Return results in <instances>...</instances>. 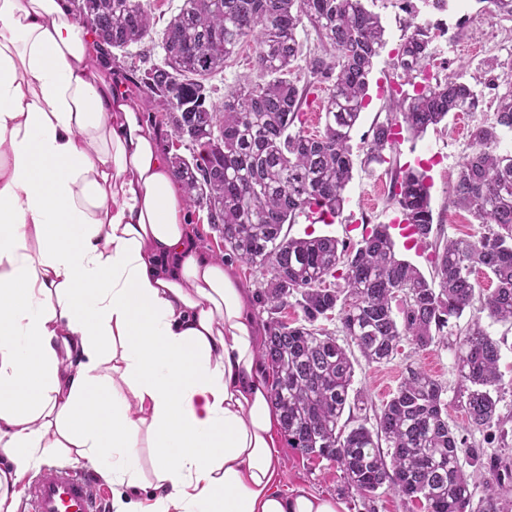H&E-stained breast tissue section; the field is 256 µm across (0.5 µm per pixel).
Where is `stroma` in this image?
Listing matches in <instances>:
<instances>
[{
    "label": "stroma",
    "instance_id": "obj_1",
    "mask_svg": "<svg viewBox=\"0 0 512 512\" xmlns=\"http://www.w3.org/2000/svg\"><path fill=\"white\" fill-rule=\"evenodd\" d=\"M403 0H365L366 7L379 15L385 28L386 44L370 77V102L362 111L351 133L355 166L346 187L348 202L335 223L315 225L300 221L293 225L291 236H303L315 230L319 235H332L344 240H359L360 225L388 224L397 217V209L389 201L390 176L386 166L371 164L361 167L366 145L372 136V126L384 116L390 89L410 91V84L402 83L392 61L402 42L409 16L402 8ZM481 0H448L445 11L438 13V22L446 28L445 36L432 45V76L462 72L464 79L481 76L486 62H493L495 75L512 76V19L491 18L483 15ZM253 43L244 41L223 72L215 75L210 85L211 97L223 99L238 80L252 71ZM496 108L492 98H485L476 112H452L437 128L419 137L401 132L393 154L398 166L426 171L432 187L431 208L435 225L448 238L476 237L484 233V226L454 202L451 183L469 152L471 132L484 118L492 116ZM485 328L499 341L501 359L499 370L505 382L499 394L497 413L503 428H472L459 402V377L454 344L434 343L426 351H416L409 342H402L398 354L389 362L367 363L361 355H354L355 389L363 390L369 411H380L397 390L408 365L422 367L438 379L444 388L443 398L448 404V424L465 441L460 451L461 463L471 477L473 504L481 506L486 494L485 472L482 463L498 460L501 468L512 472V325L485 321ZM279 454L283 461L281 488L290 491L306 488L314 495L339 500L345 512H425L423 506L398 493L381 489L367 499L360 498L345 488L343 474L329 461L301 455L288 443H281Z\"/></svg>",
    "mask_w": 512,
    "mask_h": 512
}]
</instances>
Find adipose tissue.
I'll return each instance as SVG.
<instances>
[{
  "label": "adipose tissue",
  "mask_w": 512,
  "mask_h": 512,
  "mask_svg": "<svg viewBox=\"0 0 512 512\" xmlns=\"http://www.w3.org/2000/svg\"><path fill=\"white\" fill-rule=\"evenodd\" d=\"M186 219L71 0H0V512L54 455L115 512H342L281 492L247 293Z\"/></svg>",
  "instance_id": "obj_1"
}]
</instances>
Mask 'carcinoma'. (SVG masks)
Instances as JSON below:
<instances>
[{
    "label": "carcinoma",
    "mask_w": 512,
    "mask_h": 512,
    "mask_svg": "<svg viewBox=\"0 0 512 512\" xmlns=\"http://www.w3.org/2000/svg\"><path fill=\"white\" fill-rule=\"evenodd\" d=\"M490 17L512 19V0H480ZM414 14L444 11L447 0H405ZM103 55L150 35L144 0H82ZM311 27L321 53L303 56L298 28ZM392 66L413 93L390 95L376 121L365 163H391L401 131L414 136L451 112H475L484 90L494 92V119L474 128L470 153L453 182L455 202L481 224L478 238L444 239L433 229L429 186L412 169L390 167V200L404 223L431 249L432 279L399 257L389 225L374 224L356 242L312 232L292 237L284 226L315 214L334 223L347 202L353 169L351 132L366 105L369 76L384 45L379 17L363 0H183L168 21L161 64L129 81L152 120L188 142L190 157L174 154L173 172L186 202L207 211L224 238V258L240 259L262 276L259 307L270 314L261 356L274 374L271 398L288 444L322 457L342 471L347 488L369 498L383 488L423 505L426 512H471L473 493L460 463L462 441L448 424L441 383L423 368H406L375 424L352 410L354 363L316 322L338 312L342 330L369 363L391 360L407 340L419 351L459 335L460 398L472 427L500 423L499 342L481 314L512 323V150H500L512 132V80L492 75L472 84L456 73L430 81L435 37L429 23L411 24ZM255 44L253 75L210 98L206 81L246 38ZM304 60V65L297 64ZM421 82H415V79ZM324 128L304 130V108L322 85ZM495 283L483 292L475 278ZM297 297L302 319L278 318ZM480 302L462 327L451 323ZM397 306H392V303ZM386 449H381V443Z\"/></svg>",
    "instance_id": "obj_1"
}]
</instances>
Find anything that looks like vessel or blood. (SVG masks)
Here are the masks:
<instances>
[{"label":"vessel or blood","instance_id":"obj_1","mask_svg":"<svg viewBox=\"0 0 512 512\" xmlns=\"http://www.w3.org/2000/svg\"><path fill=\"white\" fill-rule=\"evenodd\" d=\"M24 508L26 512H103L102 486L93 474L50 464L32 480Z\"/></svg>","mask_w":512,"mask_h":512}]
</instances>
